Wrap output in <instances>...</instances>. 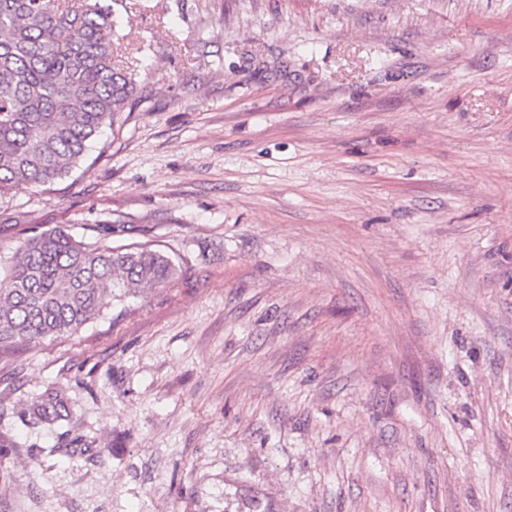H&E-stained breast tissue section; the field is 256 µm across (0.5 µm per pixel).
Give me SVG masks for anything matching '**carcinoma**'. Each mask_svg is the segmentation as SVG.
Segmentation results:
<instances>
[{
  "label": "carcinoma",
  "mask_w": 512,
  "mask_h": 512,
  "mask_svg": "<svg viewBox=\"0 0 512 512\" xmlns=\"http://www.w3.org/2000/svg\"><path fill=\"white\" fill-rule=\"evenodd\" d=\"M112 0H0V196L51 186L85 157L107 123L123 125L138 93L136 66L114 61ZM148 246L86 243L60 228L19 241L0 288V353L72 336L110 294L134 297L175 278ZM31 425L69 420L49 386L18 412Z\"/></svg>",
  "instance_id": "obj_1"
}]
</instances>
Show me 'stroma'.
Returning a JSON list of instances; mask_svg holds the SVG:
<instances>
[{
  "mask_svg": "<svg viewBox=\"0 0 512 512\" xmlns=\"http://www.w3.org/2000/svg\"><path fill=\"white\" fill-rule=\"evenodd\" d=\"M125 2L142 98L0 260L178 275L0 356V512H512V0ZM18 416L31 425H55L61 421H68L71 412L63 390L49 386L31 399L26 408L18 412Z\"/></svg>",
  "mask_w": 512,
  "mask_h": 512,
  "instance_id": "35a3bbf8",
  "label": "stroma"
}]
</instances>
